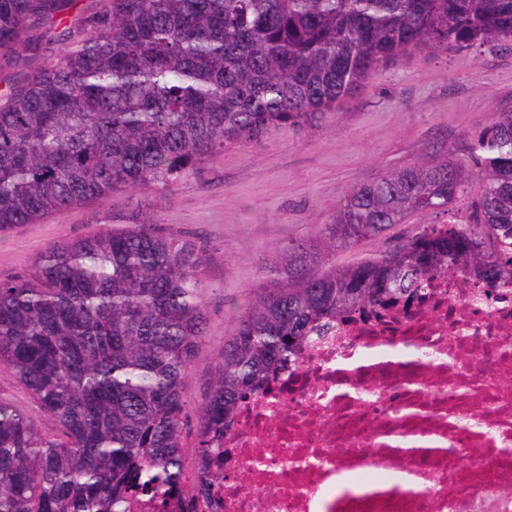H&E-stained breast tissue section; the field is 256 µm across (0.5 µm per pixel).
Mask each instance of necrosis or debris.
<instances>
[{
	"label": "necrosis or debris",
	"instance_id": "1",
	"mask_svg": "<svg viewBox=\"0 0 512 512\" xmlns=\"http://www.w3.org/2000/svg\"><path fill=\"white\" fill-rule=\"evenodd\" d=\"M197 512H512V289L438 278L313 339L224 433Z\"/></svg>",
	"mask_w": 512,
	"mask_h": 512
}]
</instances>
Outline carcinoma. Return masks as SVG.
<instances>
[{
  "mask_svg": "<svg viewBox=\"0 0 512 512\" xmlns=\"http://www.w3.org/2000/svg\"><path fill=\"white\" fill-rule=\"evenodd\" d=\"M0 0V61H50L0 94V232L120 191L168 192L238 141L262 145L335 110L397 58L512 42V0ZM466 221L389 232L416 212ZM385 238V249L357 246ZM203 257L150 213L51 244L0 280V365L57 425L0 402V512H130L182 494L184 434L201 491L224 480L243 401L352 313L426 298L448 272L512 288V112L464 149L357 184L314 240L236 310L195 421L185 376L207 336Z\"/></svg>",
  "mask_w": 512,
  "mask_h": 512,
  "instance_id": "cac0c4a2",
  "label": "carcinoma"
}]
</instances>
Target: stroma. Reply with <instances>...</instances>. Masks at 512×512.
<instances>
[{
	"mask_svg": "<svg viewBox=\"0 0 512 512\" xmlns=\"http://www.w3.org/2000/svg\"><path fill=\"white\" fill-rule=\"evenodd\" d=\"M502 112H512V45L419 50L360 85L316 125L262 146L228 145L170 192H119L0 234V278L30 268L52 242L95 234L113 213L135 207L202 246L208 339L185 382L194 413L235 330V309L282 262L290 241L329 223L349 187L443 146L464 145ZM0 401L22 409L40 430L55 431L1 365Z\"/></svg>",
	"mask_w": 512,
	"mask_h": 512,
	"instance_id": "stroma-1",
	"label": "stroma"
}]
</instances>
